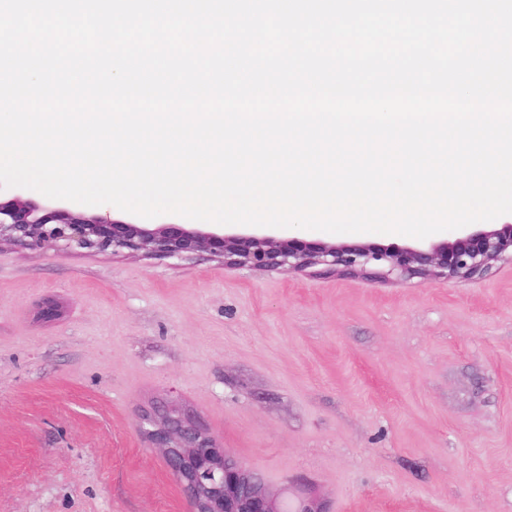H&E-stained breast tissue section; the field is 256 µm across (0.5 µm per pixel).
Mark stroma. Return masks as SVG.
Listing matches in <instances>:
<instances>
[{
	"instance_id": "obj_1",
	"label": "stroma",
	"mask_w": 512,
	"mask_h": 512,
	"mask_svg": "<svg viewBox=\"0 0 512 512\" xmlns=\"http://www.w3.org/2000/svg\"><path fill=\"white\" fill-rule=\"evenodd\" d=\"M170 400L327 512H512V264L383 284L0 246V512H187L137 429Z\"/></svg>"
}]
</instances>
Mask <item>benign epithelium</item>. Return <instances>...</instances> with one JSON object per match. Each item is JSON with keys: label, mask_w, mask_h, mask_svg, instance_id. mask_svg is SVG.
<instances>
[{"label": "benign epithelium", "mask_w": 512, "mask_h": 512, "mask_svg": "<svg viewBox=\"0 0 512 512\" xmlns=\"http://www.w3.org/2000/svg\"><path fill=\"white\" fill-rule=\"evenodd\" d=\"M29 208L0 204V244L29 249L73 247L112 253L145 252L160 258H185L209 252L227 267L251 271L302 272L320 268L339 276L381 283L464 282L484 276L497 263H512V224L463 230L453 240L427 248L349 246L329 243L285 244L266 231L228 233L180 224H114L106 216L86 217L66 209L37 216ZM141 431L164 459L185 492L190 512H286L283 488L266 482L253 468L224 449L200 416L174 401L144 411ZM294 512H327L304 489Z\"/></svg>", "instance_id": "7a95c632"}]
</instances>
